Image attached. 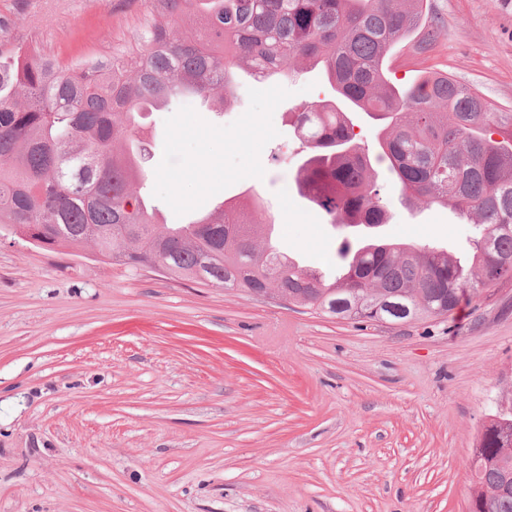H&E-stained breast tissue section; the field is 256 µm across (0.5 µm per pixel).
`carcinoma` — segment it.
I'll return each instance as SVG.
<instances>
[{"mask_svg": "<svg viewBox=\"0 0 512 512\" xmlns=\"http://www.w3.org/2000/svg\"><path fill=\"white\" fill-rule=\"evenodd\" d=\"M132 39L99 58L48 67L0 50V224L47 248L92 242L129 269L167 266L172 279L242 290L277 288L293 304L358 322L448 317L512 281V112L447 75L390 83L385 58L415 31L436 42L430 0H143ZM317 69L331 95L291 113L303 160L295 185L326 223L384 224L374 164H387L404 206L451 207L475 224L463 263L404 242L352 245L338 275L292 262L262 235L248 187L219 211L177 227L153 219L128 165L133 123L148 100L183 94L224 105L236 71L263 81ZM351 112L376 121L377 152ZM512 411L485 426L473 451L470 512H512Z\"/></svg>", "mask_w": 512, "mask_h": 512, "instance_id": "obj_1", "label": "carcinoma"}]
</instances>
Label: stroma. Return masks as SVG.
I'll return each instance as SVG.
<instances>
[{
    "mask_svg": "<svg viewBox=\"0 0 512 512\" xmlns=\"http://www.w3.org/2000/svg\"><path fill=\"white\" fill-rule=\"evenodd\" d=\"M141 0H0V47L61 61L129 40ZM440 35L388 78L449 74L512 109V0H431ZM325 88L239 74L230 104L146 113L144 195L185 224L254 186L280 252L332 265L281 120ZM375 236L466 258L452 209L385 189ZM512 409V282L452 319L357 323L133 273L0 229V512H468L471 455Z\"/></svg>",
    "mask_w": 512,
    "mask_h": 512,
    "instance_id": "stroma-1",
    "label": "stroma"
}]
</instances>
